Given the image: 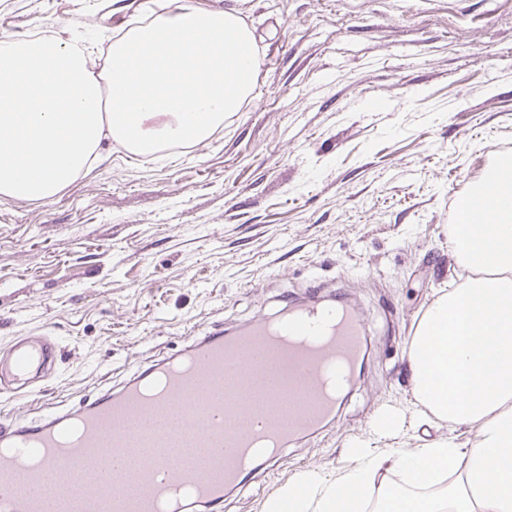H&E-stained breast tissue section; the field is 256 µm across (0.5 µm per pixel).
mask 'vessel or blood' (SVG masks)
<instances>
[{
    "label": "vessel or blood",
    "instance_id": "vessel-or-blood-1",
    "mask_svg": "<svg viewBox=\"0 0 512 512\" xmlns=\"http://www.w3.org/2000/svg\"><path fill=\"white\" fill-rule=\"evenodd\" d=\"M352 309L305 303L285 316L258 318L234 335L216 328L189 336L175 355L69 407L47 405L29 419L0 415V447L35 457L23 471L0 456L5 512H159L173 485L187 492L174 512H223L257 457L275 466L280 451L336 417L327 370L355 377L366 347ZM59 351L52 336H21L0 352V392L39 388ZM115 436L105 442L104 423ZM112 462V482L102 465ZM79 466L66 494L51 496L64 471Z\"/></svg>",
    "mask_w": 512,
    "mask_h": 512
}]
</instances>
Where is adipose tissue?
Returning a JSON list of instances; mask_svg holds the SVG:
<instances>
[{"instance_id": "1", "label": "adipose tissue", "mask_w": 512, "mask_h": 512, "mask_svg": "<svg viewBox=\"0 0 512 512\" xmlns=\"http://www.w3.org/2000/svg\"><path fill=\"white\" fill-rule=\"evenodd\" d=\"M256 39L233 12L168 0L113 39L101 72L78 39L0 41V199L47 201L113 144L147 156L202 146L255 84ZM449 244L470 272L439 291L408 348L416 419L476 431L389 452L413 490L388 487L365 448L334 482L303 472L267 512H512V158L488 172Z\"/></svg>"}]
</instances>
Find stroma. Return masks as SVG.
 Returning <instances> with one entry per match:
<instances>
[{"label": "stroma", "instance_id": "stroma-1", "mask_svg": "<svg viewBox=\"0 0 512 512\" xmlns=\"http://www.w3.org/2000/svg\"><path fill=\"white\" fill-rule=\"evenodd\" d=\"M254 29L251 95L204 147L123 149L43 202L0 200V349L48 334L61 354L31 417L121 381L188 333L239 329L294 301L349 297L370 342L336 419L256 469L224 512H265L306 471L333 479L474 428L408 418L410 339L436 290L465 278L448 247L461 195L512 156V0H192ZM148 0H0V40L79 37L103 65ZM402 430L376 435L382 412Z\"/></svg>", "mask_w": 512, "mask_h": 512}]
</instances>
